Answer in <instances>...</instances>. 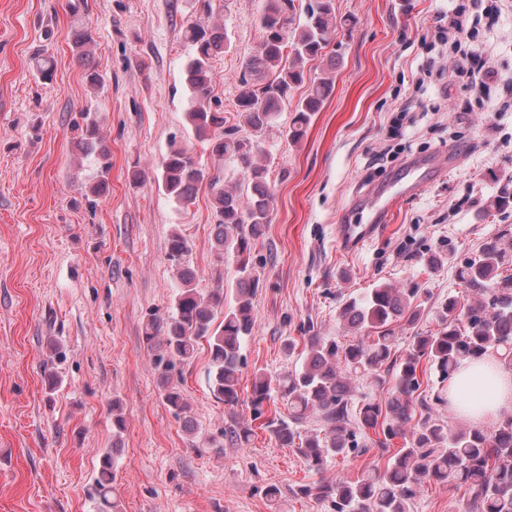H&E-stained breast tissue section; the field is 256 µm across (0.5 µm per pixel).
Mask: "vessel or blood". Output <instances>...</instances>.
Listing matches in <instances>:
<instances>
[{
  "instance_id": "obj_1",
  "label": "vessel or blood",
  "mask_w": 512,
  "mask_h": 512,
  "mask_svg": "<svg viewBox=\"0 0 512 512\" xmlns=\"http://www.w3.org/2000/svg\"><path fill=\"white\" fill-rule=\"evenodd\" d=\"M459 161L460 156L455 151L440 152L424 161L409 162L403 178L391 185L369 188L363 196L362 203L366 214L365 221L357 224L343 221L337 224V247L341 251L352 253L371 242L387 223L400 200L421 194L431 177L446 173L448 168Z\"/></svg>"
}]
</instances>
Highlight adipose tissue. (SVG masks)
Wrapping results in <instances>:
<instances>
[{
  "label": "adipose tissue",
  "instance_id": "1",
  "mask_svg": "<svg viewBox=\"0 0 512 512\" xmlns=\"http://www.w3.org/2000/svg\"><path fill=\"white\" fill-rule=\"evenodd\" d=\"M448 404L466 421L489 423L512 411V373L503 371L496 355L462 362L448 385Z\"/></svg>",
  "mask_w": 512,
  "mask_h": 512
}]
</instances>
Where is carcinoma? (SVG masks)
<instances>
[{"label":"carcinoma","mask_w":512,"mask_h":512,"mask_svg":"<svg viewBox=\"0 0 512 512\" xmlns=\"http://www.w3.org/2000/svg\"><path fill=\"white\" fill-rule=\"evenodd\" d=\"M260 23L263 35L242 64L232 118L208 102L211 60L229 49L227 32L216 25L206 28L193 23L183 34L192 50L184 64L187 123L195 138L240 178L205 175L193 153L174 140L161 164V188L177 204L190 203L198 186L209 180L218 258L236 265L233 299L224 305L222 286L207 295L198 291L191 248L184 236L174 232L167 242L168 260L178 271L172 312L162 320L151 318L144 330L148 344L162 335L167 368L191 360L199 341L206 340L210 391L230 408L240 402V350L256 322L253 299L261 274L253 250L272 219L266 140L281 136L277 115L291 104L292 91L305 84L306 95L294 104L286 131L295 144L303 139L312 114L335 87V62L313 78L306 77L307 65L326 56L338 27L353 25L355 20L337 18L334 0H307L299 6L295 0H264ZM72 41L89 83L97 84L99 77L88 63L93 37L87 24H74ZM34 70L42 80H51L54 57L41 54ZM80 119L75 146L83 155L94 157L97 169L96 181L84 193L93 205L108 191L111 154L103 145L97 112L88 108ZM457 277L475 297H448L440 307L439 329L415 332L397 359L392 358L398 342L396 325L417 322L419 310L412 303L418 289L382 283L359 299L342 300L339 317L359 334L357 341L342 345L309 336L301 368L276 379L263 372L254 375L249 402L255 418L275 397L286 401L288 415L270 419L266 428L280 447L294 449L317 473L332 458L370 452L369 429L381 428L383 438L376 444L382 454L390 440L405 439L384 468L373 464L353 481L338 477L314 488L305 486L302 493L331 500L333 512H409L424 482L433 481L464 490V512H512V415L502 417L489 430L473 426L459 431L427 415L411 436L405 432L417 410H430L425 399L414 398L420 388L421 360L430 363L442 384L453 377L462 359H480L488 353L497 354L504 368L512 370V241L499 237L484 242L478 257L458 268ZM387 374L392 384L385 402L366 397L352 406L354 382L371 378L379 383ZM162 389L175 414L188 411L183 393L167 376ZM313 414L321 417L323 426L303 428ZM116 454L114 448L101 457L95 486L101 512L116 509L112 497Z\"/></svg>","instance_id":"1"}]
</instances>
